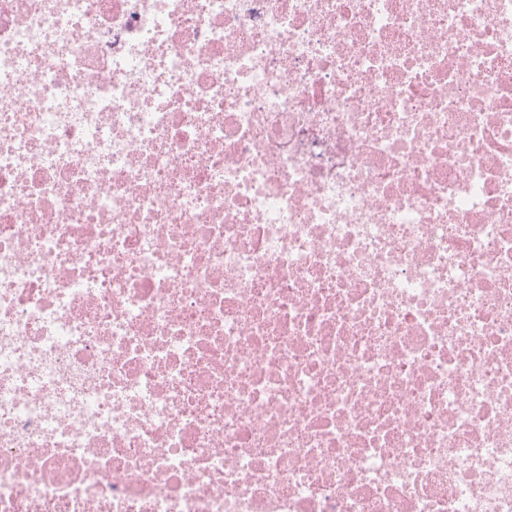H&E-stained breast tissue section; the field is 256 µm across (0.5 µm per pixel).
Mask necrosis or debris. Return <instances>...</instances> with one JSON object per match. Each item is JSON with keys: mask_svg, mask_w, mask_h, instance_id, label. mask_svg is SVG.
Returning <instances> with one entry per match:
<instances>
[{"mask_svg": "<svg viewBox=\"0 0 512 512\" xmlns=\"http://www.w3.org/2000/svg\"><path fill=\"white\" fill-rule=\"evenodd\" d=\"M0 512H512V0H0Z\"/></svg>", "mask_w": 512, "mask_h": 512, "instance_id": "obj_1", "label": "necrosis or debris"}]
</instances>
